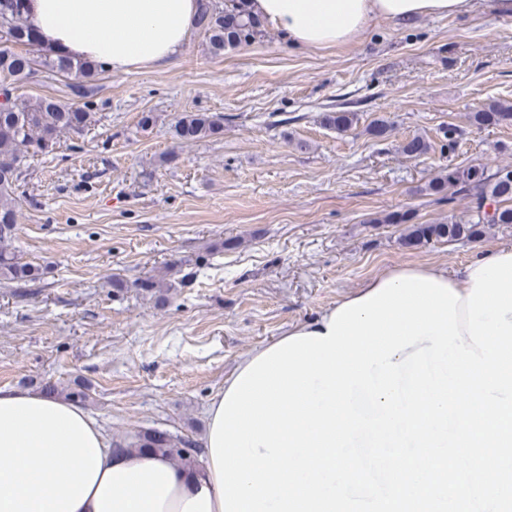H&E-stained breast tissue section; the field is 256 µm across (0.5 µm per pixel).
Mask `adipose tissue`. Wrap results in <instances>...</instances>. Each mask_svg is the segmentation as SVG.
I'll list each match as a JSON object with an SVG mask.
<instances>
[{
	"label": "adipose tissue",
	"instance_id": "1",
	"mask_svg": "<svg viewBox=\"0 0 512 512\" xmlns=\"http://www.w3.org/2000/svg\"><path fill=\"white\" fill-rule=\"evenodd\" d=\"M288 45L325 49L359 38L383 18L403 22L467 12L470 0H249ZM197 0H27L25 18L42 46L115 74L169 63L197 27ZM475 263L450 272L404 264L390 278H436L468 296ZM0 512H221L210 450L186 470L156 452L117 450L103 426L73 402L0 387Z\"/></svg>",
	"mask_w": 512,
	"mask_h": 512
}]
</instances>
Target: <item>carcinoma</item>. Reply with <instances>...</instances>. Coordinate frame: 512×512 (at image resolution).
Wrapping results in <instances>:
<instances>
[{
  "label": "carcinoma",
  "instance_id": "obj_1",
  "mask_svg": "<svg viewBox=\"0 0 512 512\" xmlns=\"http://www.w3.org/2000/svg\"><path fill=\"white\" fill-rule=\"evenodd\" d=\"M26 0H0V87L11 93L0 100V280L12 282L24 289L39 279V268L22 262L10 246L18 231V191L27 161L39 154L48 155L60 147L65 135H84L97 122L92 82L98 76L95 63L75 60L67 55L42 48L36 35L25 23ZM198 28L208 40L209 51L222 56L227 50L249 46L263 35V24L248 8L247 0H224V6L199 0ZM75 83H67L70 101L45 96L33 102L12 94L16 84L31 77L35 67ZM326 126L339 133L350 131L356 121L354 112H327L322 116ZM472 125L479 129L490 125H512V102L491 101L470 113ZM224 131V114L187 112L174 126V137L181 144H190ZM404 153L421 156L430 144L418 135L402 146ZM511 167L496 169L484 165L461 167L448 164L441 168L422 188L438 202H451L459 195L467 200L462 215H448L437 224H415L407 212L393 211L372 219L377 224H404V244L418 246L430 241L475 242L491 229L512 224V179L501 176ZM40 389L55 393L79 404L90 398V387L76 383L61 386L51 381ZM183 446L185 451L174 448ZM119 448L150 450L165 455L170 461L193 469L198 464L190 440L174 437L165 431H139L118 442Z\"/></svg>",
  "mask_w": 512,
  "mask_h": 512
}]
</instances>
